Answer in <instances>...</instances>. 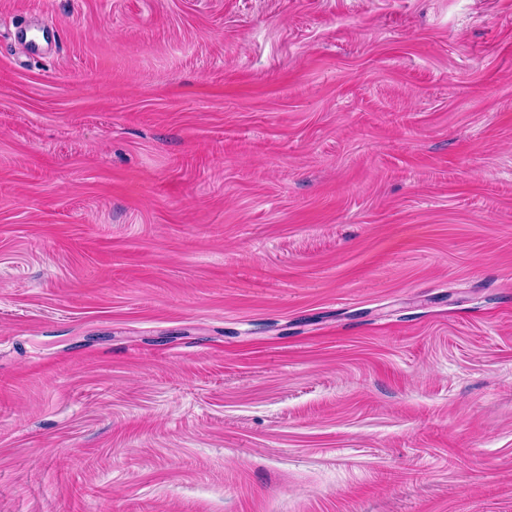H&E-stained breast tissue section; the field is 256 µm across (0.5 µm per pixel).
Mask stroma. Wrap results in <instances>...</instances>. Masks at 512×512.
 <instances>
[{"label": "stroma", "instance_id": "1", "mask_svg": "<svg viewBox=\"0 0 512 512\" xmlns=\"http://www.w3.org/2000/svg\"><path fill=\"white\" fill-rule=\"evenodd\" d=\"M0 512H512V0H0Z\"/></svg>", "mask_w": 512, "mask_h": 512}]
</instances>
